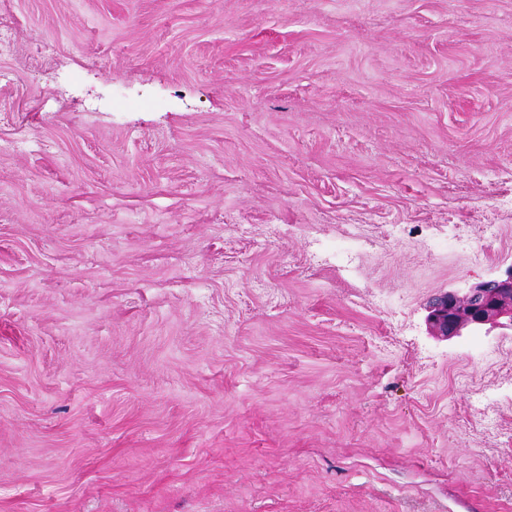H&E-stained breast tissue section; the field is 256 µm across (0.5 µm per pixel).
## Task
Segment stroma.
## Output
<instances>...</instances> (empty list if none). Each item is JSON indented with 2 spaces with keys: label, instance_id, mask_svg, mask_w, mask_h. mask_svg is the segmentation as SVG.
Segmentation results:
<instances>
[{
  "label": "stroma",
  "instance_id": "35a3bbf8",
  "mask_svg": "<svg viewBox=\"0 0 512 512\" xmlns=\"http://www.w3.org/2000/svg\"><path fill=\"white\" fill-rule=\"evenodd\" d=\"M0 31V512H512V0ZM426 323L434 336L452 338L490 334L510 330L512 333V268L506 278L477 283L464 292L444 291L427 306Z\"/></svg>",
  "mask_w": 512,
  "mask_h": 512
}]
</instances>
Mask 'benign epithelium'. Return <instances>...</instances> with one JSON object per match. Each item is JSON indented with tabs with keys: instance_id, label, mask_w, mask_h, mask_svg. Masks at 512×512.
<instances>
[{
	"instance_id": "obj_1",
	"label": "benign epithelium",
	"mask_w": 512,
	"mask_h": 512,
	"mask_svg": "<svg viewBox=\"0 0 512 512\" xmlns=\"http://www.w3.org/2000/svg\"><path fill=\"white\" fill-rule=\"evenodd\" d=\"M426 323L432 335L446 339L465 332L512 331V268L504 279L480 282L464 292L437 294L428 303Z\"/></svg>"
}]
</instances>
